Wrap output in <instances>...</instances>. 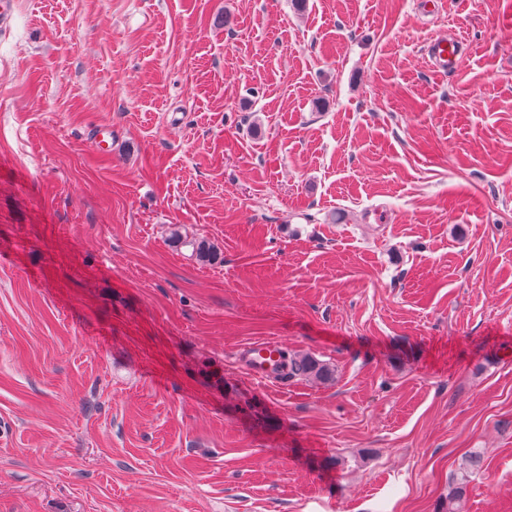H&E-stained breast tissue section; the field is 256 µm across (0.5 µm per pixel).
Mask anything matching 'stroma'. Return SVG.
Segmentation results:
<instances>
[{
  "label": "stroma",
  "instance_id": "1",
  "mask_svg": "<svg viewBox=\"0 0 512 512\" xmlns=\"http://www.w3.org/2000/svg\"><path fill=\"white\" fill-rule=\"evenodd\" d=\"M0 423V512H512V0H14ZM457 39L440 36L429 43L427 51L436 70L452 72L458 63ZM250 376L257 381H267L280 365V344L278 341H263L241 347L238 350ZM283 362L281 369L288 370V377L296 376L313 377L319 380H329L333 376L332 370L325 364H321L306 356H291L282 352ZM484 459L480 451H469L457 470L448 479V497L445 512H461L467 496L471 476L483 467Z\"/></svg>",
  "mask_w": 512,
  "mask_h": 512
}]
</instances>
